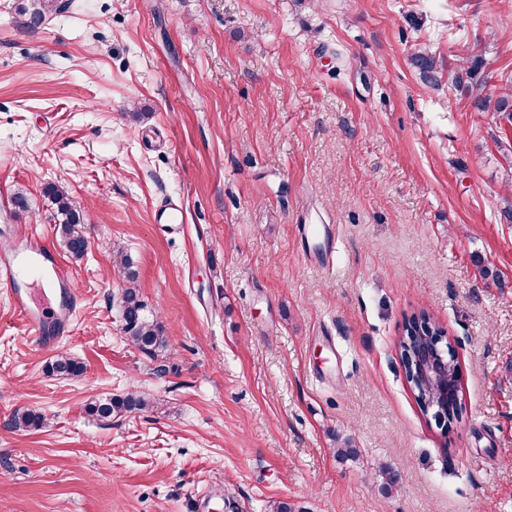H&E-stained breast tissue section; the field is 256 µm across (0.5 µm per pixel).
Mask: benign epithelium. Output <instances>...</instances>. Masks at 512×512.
I'll use <instances>...</instances> for the list:
<instances>
[{
    "label": "benign epithelium",
    "mask_w": 512,
    "mask_h": 512,
    "mask_svg": "<svg viewBox=\"0 0 512 512\" xmlns=\"http://www.w3.org/2000/svg\"><path fill=\"white\" fill-rule=\"evenodd\" d=\"M406 360L410 379L425 393L423 404L426 413L438 423H448L452 415L448 411V386L432 392L429 387L443 379L450 383L460 380L459 367L455 364L454 350L445 334L438 333L429 322L417 321L412 335L404 337Z\"/></svg>",
    "instance_id": "obj_1"
}]
</instances>
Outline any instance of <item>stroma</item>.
I'll list each match as a JSON object with an SVG mask.
<instances>
[{
    "instance_id": "1",
    "label": "stroma",
    "mask_w": 512,
    "mask_h": 512,
    "mask_svg": "<svg viewBox=\"0 0 512 512\" xmlns=\"http://www.w3.org/2000/svg\"><path fill=\"white\" fill-rule=\"evenodd\" d=\"M18 3L0 184L29 207L6 221L64 253L57 183L90 245L60 345L0 296V512H512V124L455 80L472 54L512 79V0H69L35 27ZM123 253L164 325L155 359L122 332ZM420 310L461 370L445 427L400 357ZM60 355L83 374L48 373ZM131 391L165 411L86 410Z\"/></svg>"
}]
</instances>
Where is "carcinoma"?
<instances>
[{
	"label": "carcinoma",
	"mask_w": 512,
	"mask_h": 512,
	"mask_svg": "<svg viewBox=\"0 0 512 512\" xmlns=\"http://www.w3.org/2000/svg\"><path fill=\"white\" fill-rule=\"evenodd\" d=\"M65 5L60 0H28L20 4L19 12L29 16V24L38 25L46 17L61 12ZM413 63L420 69L423 77L436 81L433 58L423 53L412 57ZM469 96L475 108L480 112H493L497 118L512 124V84L502 85L490 93L486 84L474 82L467 86ZM44 195L54 209L55 223L62 237L64 247L75 260L84 257L88 250L87 228L83 216L76 209L67 189L61 185L48 184ZM119 265L115 272L126 282L122 292V331L127 340L146 355L153 357L156 351L166 347V336L162 322L146 313V306L139 297L136 288V271L133 260L124 254H119ZM48 371L62 376L77 377L83 372V365L68 356H59L48 364ZM161 402L149 399L137 393L113 396L88 405V412L101 420L114 416L140 411H159ZM15 421L25 428L39 429L44 423V416L35 410H24L15 415Z\"/></svg>",
	"instance_id": "carcinoma-1"
}]
</instances>
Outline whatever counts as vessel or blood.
I'll return each mask as SVG.
<instances>
[{
	"mask_svg": "<svg viewBox=\"0 0 512 512\" xmlns=\"http://www.w3.org/2000/svg\"><path fill=\"white\" fill-rule=\"evenodd\" d=\"M34 279L52 284L53 301L34 298ZM0 293L39 345H53L72 335L79 304L73 275L37 229L13 225L7 241L0 244Z\"/></svg>",
	"mask_w": 512,
	"mask_h": 512,
	"instance_id": "b4317fda",
	"label": "vessel or blood"
}]
</instances>
